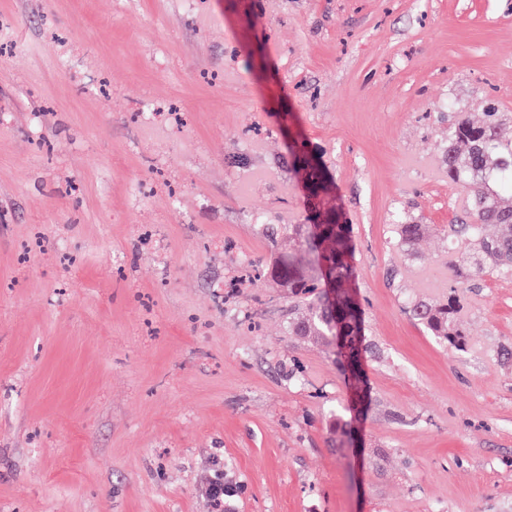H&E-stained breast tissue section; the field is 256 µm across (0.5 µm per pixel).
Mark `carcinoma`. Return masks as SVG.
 <instances>
[{
	"label": "carcinoma",
	"instance_id": "obj_1",
	"mask_svg": "<svg viewBox=\"0 0 512 512\" xmlns=\"http://www.w3.org/2000/svg\"><path fill=\"white\" fill-rule=\"evenodd\" d=\"M483 120L473 122L465 112L448 120V137L442 145L448 180L466 195L468 221L448 225L457 251L448 255V273L465 267L471 276L512 272V206L502 194L512 193V139L500 135L503 113L492 98L480 102ZM294 165L303 172L309 190L306 224L288 225L293 247L272 258L268 274L272 285L293 303L295 317L288 334L322 343L346 364L349 384L358 390L362 381V356L372 350L365 336L360 304L353 293L350 257L351 225L336 210L320 212L323 173L307 153L293 152ZM430 225L410 217L396 225L400 248L415 250ZM457 282L448 295L409 304L410 316L440 344L458 352L468 339L461 324L462 305Z\"/></svg>",
	"mask_w": 512,
	"mask_h": 512
}]
</instances>
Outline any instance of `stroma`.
<instances>
[{
  "mask_svg": "<svg viewBox=\"0 0 512 512\" xmlns=\"http://www.w3.org/2000/svg\"><path fill=\"white\" fill-rule=\"evenodd\" d=\"M488 94L512 0H0V512H512V276L462 289L465 352L407 311L448 290V109ZM293 144L375 346L350 445L341 366L228 291L303 221ZM430 231V225L409 217L400 224H396V234L400 248L404 252L415 250L418 242Z\"/></svg>",
  "mask_w": 512,
  "mask_h": 512,
  "instance_id": "1",
  "label": "stroma"
}]
</instances>
